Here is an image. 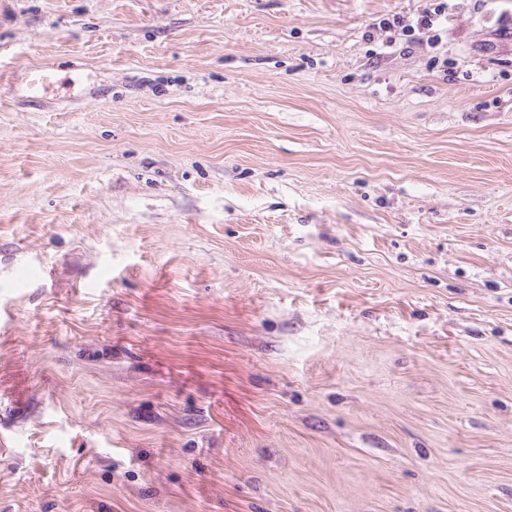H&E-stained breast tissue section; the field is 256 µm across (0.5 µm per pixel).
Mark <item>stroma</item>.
<instances>
[{"label":"stroma","mask_w":512,"mask_h":512,"mask_svg":"<svg viewBox=\"0 0 512 512\" xmlns=\"http://www.w3.org/2000/svg\"><path fill=\"white\" fill-rule=\"evenodd\" d=\"M420 5L0 0V512H512V0ZM422 2V9L413 18L400 13L386 14L369 25L372 30L390 33L378 49H373V55L380 58L392 54L393 52L389 50L397 46L396 36L398 35L405 37L399 38V43L406 45L403 50L417 45L434 49L442 42L444 25L448 23V12L452 7L450 2L453 1L423 0ZM74 81L70 77H59L46 69H33L27 75L29 98L38 99L50 91L70 89Z\"/></svg>","instance_id":"obj_1"}]
</instances>
